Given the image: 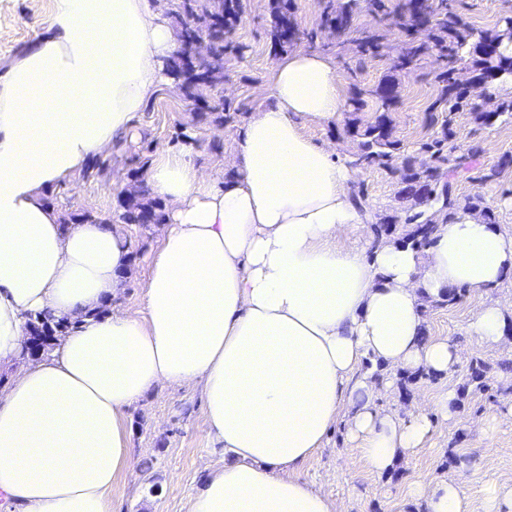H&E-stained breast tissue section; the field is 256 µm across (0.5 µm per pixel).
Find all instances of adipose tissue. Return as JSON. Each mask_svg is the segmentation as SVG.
<instances>
[{
    "mask_svg": "<svg viewBox=\"0 0 512 512\" xmlns=\"http://www.w3.org/2000/svg\"><path fill=\"white\" fill-rule=\"evenodd\" d=\"M176 47L157 0H56L0 73V364L18 359L27 315L77 323L0 393V492L21 512H112V480L133 465L125 411L157 384L199 383L224 465L190 512H335L297 475L334 423L379 474L432 429L382 413L362 361L449 371L457 356L424 339L423 301L498 288L512 233L462 210L422 253L341 245L369 213L347 191L352 169L298 124L340 118L336 63L297 51L235 137L229 182L159 152L146 185L168 209L145 314L95 316L130 243L116 226L64 225L43 195L128 132ZM412 493L425 512H465L454 482Z\"/></svg>",
    "mask_w": 512,
    "mask_h": 512,
    "instance_id": "1",
    "label": "adipose tissue"
}]
</instances>
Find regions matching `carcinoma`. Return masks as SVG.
<instances>
[{"label": "carcinoma", "mask_w": 512, "mask_h": 512, "mask_svg": "<svg viewBox=\"0 0 512 512\" xmlns=\"http://www.w3.org/2000/svg\"><path fill=\"white\" fill-rule=\"evenodd\" d=\"M375 7L384 12L385 26L414 29L418 16L413 9L412 0H400L397 10L390 11L381 0H321L320 30H340L335 18H349L351 14L364 7ZM177 23L180 51L178 58L194 57L197 41L203 37L212 44L210 60L190 68L179 67L183 77L181 89L188 98L202 95L203 88L213 87L224 82V58L230 52L244 53V46L233 42L234 26H218L224 21V0H179L173 12ZM283 24L280 6L274 7L271 26L268 31L272 46L282 48L287 44L281 36ZM439 28L445 37L437 44H415L396 56L400 67H414L426 55L435 53L439 63L438 76L443 84V94L437 98L427 113L426 120L441 128L438 135L424 140L419 153L426 156L425 162L415 165L414 158L395 140L384 117L371 123H362L356 113L349 117V127L360 136L358 150L349 157V165L354 168L379 166L387 169L398 178L402 187L403 200L409 206L400 216L404 243L414 249H423L432 242V234L437 218L450 219L460 209H477L482 203L478 193L460 198L453 190V180L460 173H473V179L483 185L494 180L497 170L484 172L475 166L477 149L469 145H452L455 131L452 126V114L465 109H474L475 103L467 97V87L459 82L463 70L471 56L480 57L481 78L486 82L512 76V27L474 38L473 31L463 21L459 13L452 10L439 19ZM360 48L368 54H380L387 50L383 35L379 31L365 34ZM231 106L222 99H211L202 118H213L219 124L224 112ZM148 213L151 223L163 221L161 211L154 208L146 198L144 190H135L127 196L125 211L119 216L123 224H139L140 216ZM75 328L72 321L59 319L49 312L36 314L27 320V335L43 347L39 357H44L57 347L62 339ZM469 384L481 391L488 389L483 364L475 360L470 365Z\"/></svg>", "instance_id": "obj_1"}]
</instances>
